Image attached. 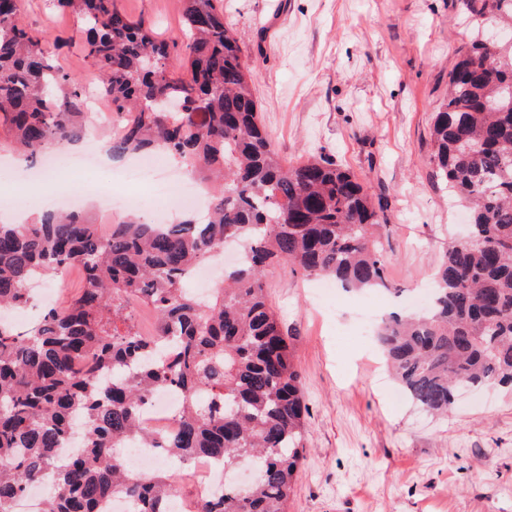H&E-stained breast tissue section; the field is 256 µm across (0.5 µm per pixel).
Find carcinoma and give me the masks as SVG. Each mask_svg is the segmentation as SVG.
Wrapping results in <instances>:
<instances>
[{
    "label": "carcinoma",
    "instance_id": "cac0c4a2",
    "mask_svg": "<svg viewBox=\"0 0 512 512\" xmlns=\"http://www.w3.org/2000/svg\"><path fill=\"white\" fill-rule=\"evenodd\" d=\"M76 17L85 58L111 96L114 155L160 150L209 184L205 218L164 228L130 214L105 234L79 214L0 224V308L21 309L33 278L78 268L82 288L32 325L0 319V512L49 482L43 512H164L177 474L139 475L131 438L176 462L206 453L258 466L248 490L217 488L196 512H287L306 451L292 339L268 303L282 264L343 288L398 292L386 278L384 216L365 184L326 155L286 163L262 124L249 68L220 0H183L182 47L119 0H50ZM474 37L458 51L448 99L432 116L435 177L469 209L470 238L448 244L427 307L390 313L378 349L404 391L446 416L461 386H512V0H461ZM506 36L497 53L483 26ZM0 127L31 158L83 137L84 86L51 63L45 38L0 0ZM232 239L244 247L224 287L186 288ZM155 318L145 335L133 301ZM180 390L179 427L157 436L140 412Z\"/></svg>",
    "mask_w": 512,
    "mask_h": 512
}]
</instances>
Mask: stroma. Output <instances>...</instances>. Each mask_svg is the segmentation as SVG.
<instances>
[{
    "mask_svg": "<svg viewBox=\"0 0 512 512\" xmlns=\"http://www.w3.org/2000/svg\"><path fill=\"white\" fill-rule=\"evenodd\" d=\"M121 4L180 39L179 0ZM24 17L57 66L94 74L73 17L45 0H28ZM224 22L281 156L329 155L379 201L397 291L376 292L373 315L410 312L467 221L430 162L431 115L470 39L460 0H224ZM264 286L293 337L308 407L288 512H512V390H461L445 418L393 400L373 337L359 335L357 292L280 266Z\"/></svg>",
    "mask_w": 512,
    "mask_h": 512,
    "instance_id": "1",
    "label": "stroma"
}]
</instances>
